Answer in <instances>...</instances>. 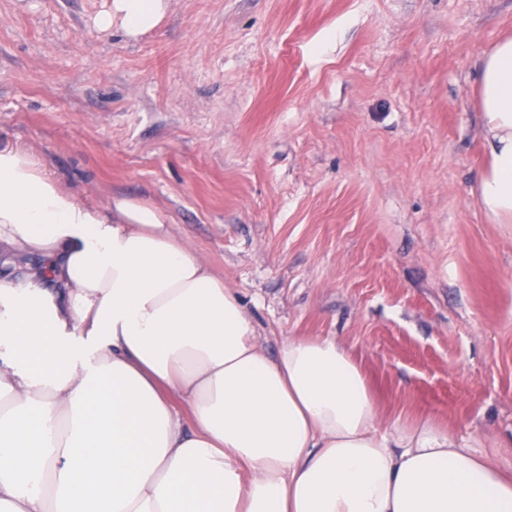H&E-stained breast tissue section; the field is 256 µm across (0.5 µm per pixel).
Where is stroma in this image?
I'll return each mask as SVG.
<instances>
[{"instance_id": "obj_1", "label": "stroma", "mask_w": 512, "mask_h": 512, "mask_svg": "<svg viewBox=\"0 0 512 512\" xmlns=\"http://www.w3.org/2000/svg\"><path fill=\"white\" fill-rule=\"evenodd\" d=\"M0 0V146L156 210L276 354L336 337L383 423L512 448V224L476 198L475 64L512 0ZM162 18L161 0H113L111 12L98 20L103 28H110L113 20H119L130 36H136L155 28Z\"/></svg>"}]
</instances>
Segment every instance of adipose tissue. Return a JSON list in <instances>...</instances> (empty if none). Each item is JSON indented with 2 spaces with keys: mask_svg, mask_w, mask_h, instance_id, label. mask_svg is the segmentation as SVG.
<instances>
[{
  "mask_svg": "<svg viewBox=\"0 0 512 512\" xmlns=\"http://www.w3.org/2000/svg\"><path fill=\"white\" fill-rule=\"evenodd\" d=\"M161 0H112L136 36ZM512 224V37L476 64ZM0 512H512V459L432 420L382 425L333 337L276 355L224 279L152 208L89 207L0 147Z\"/></svg>",
  "mask_w": 512,
  "mask_h": 512,
  "instance_id": "adipose-tissue-1",
  "label": "adipose tissue"
}]
</instances>
